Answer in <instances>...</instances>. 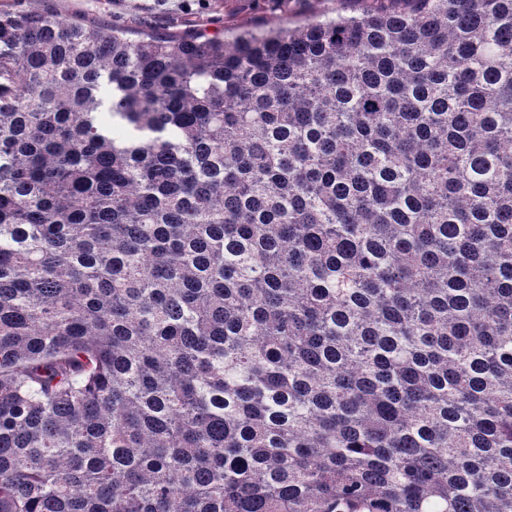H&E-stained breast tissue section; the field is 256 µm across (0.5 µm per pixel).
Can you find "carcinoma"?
Masks as SVG:
<instances>
[{"label":"carcinoma","instance_id":"carcinoma-1","mask_svg":"<svg viewBox=\"0 0 512 512\" xmlns=\"http://www.w3.org/2000/svg\"><path fill=\"white\" fill-rule=\"evenodd\" d=\"M386 2L0 10V512H512V0ZM372 0H0V9H41L52 4L62 14L103 16L132 30L180 33L203 29L231 41L242 28L264 30L324 14H345Z\"/></svg>","mask_w":512,"mask_h":512}]
</instances>
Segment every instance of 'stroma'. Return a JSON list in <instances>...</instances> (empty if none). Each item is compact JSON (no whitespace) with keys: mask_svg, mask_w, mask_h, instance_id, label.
Masks as SVG:
<instances>
[{"mask_svg":"<svg viewBox=\"0 0 512 512\" xmlns=\"http://www.w3.org/2000/svg\"><path fill=\"white\" fill-rule=\"evenodd\" d=\"M53 5L63 14L102 16L132 30L180 33L193 29L233 39L241 29L264 30L324 14H345L373 0H0V9Z\"/></svg>","mask_w":512,"mask_h":512,"instance_id":"stroma-1","label":"stroma"}]
</instances>
